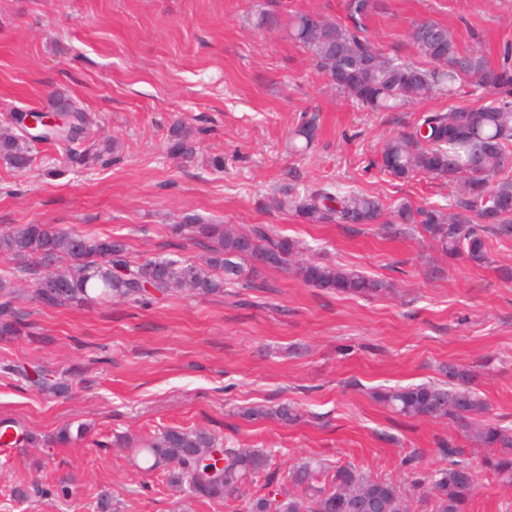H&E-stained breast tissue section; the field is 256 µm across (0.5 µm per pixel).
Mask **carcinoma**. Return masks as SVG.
Wrapping results in <instances>:
<instances>
[{
  "instance_id": "obj_1",
  "label": "carcinoma",
  "mask_w": 512,
  "mask_h": 512,
  "mask_svg": "<svg viewBox=\"0 0 512 512\" xmlns=\"http://www.w3.org/2000/svg\"><path fill=\"white\" fill-rule=\"evenodd\" d=\"M385 8V0H346V21L298 12L285 24L290 38L315 58L320 72L344 99L373 112H397L446 89L484 90L491 98L479 106H452L419 117L406 131L389 139L376 162L396 180L417 175L454 188L448 207H394L398 223L384 219L383 200L360 191L341 193L326 184L311 191L284 189L272 205L292 210L310 224H382L397 234L421 230L444 255L484 267L492 263L493 239L512 236V65L492 68L477 51L459 48L453 33L432 18L411 25L408 38L418 59L383 52L367 35V21ZM0 159L14 169L31 161L29 144L11 128L0 129ZM172 233L206 249L205 258L188 262L162 258L137 264L127 256L124 240L61 230L51 224H15L0 230V252L15 266L0 271V335L21 332V318L8 296L20 278L32 275L37 299L52 307L101 299H126L148 292L137 282L141 270L151 289L165 296L192 292L221 293L242 276L261 270L258 261L272 257V268H291L307 285L361 298L393 290V284L335 264L302 258L303 247L290 238L272 237L261 228L240 233L198 215L171 225ZM46 257L62 263V276H36ZM446 382H426L389 389L379 395L392 411L406 417L450 421L470 441L486 449V468L512 482V429L488 419L489 404L471 387L472 372L457 365L445 369ZM41 391L58 394L64 386L35 372ZM207 448L224 449V473L197 458ZM449 465L432 475L416 470L418 454L405 462L412 487L433 501L432 512H467L477 484L465 449L442 443ZM145 470L168 469L169 482L188 485L195 496L225 503L247 499V512H409V493L397 482L353 464L327 466L303 460L288 473L294 491L246 498V482L265 472L270 454L257 448H230L201 429L170 427L139 449Z\"/></svg>"
}]
</instances>
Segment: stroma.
<instances>
[{
  "label": "stroma",
  "mask_w": 512,
  "mask_h": 512,
  "mask_svg": "<svg viewBox=\"0 0 512 512\" xmlns=\"http://www.w3.org/2000/svg\"><path fill=\"white\" fill-rule=\"evenodd\" d=\"M267 1L284 19L345 17V0H0V127L17 112L52 110L61 95L89 119L78 144L32 147L27 169L0 160V229L51 224L123 238L139 262L196 261L202 248L169 227L198 214L242 232L265 227L299 241L305 257L391 281L393 292L342 296L263 270L216 295L49 307L18 283L11 302L24 329L0 336V425L32 440L0 451V512H246L141 470L142 442L169 427L272 449L250 496L286 487L309 457L406 486L405 456L418 451L425 472L447 467L439 445L458 433L445 420L397 415L373 394L441 379L448 364L470 369L491 418L512 427V282L497 273L512 267V237L475 267L417 234L309 224L270 203L285 186L321 182L388 203H450L440 181H399L372 165L389 138L450 99L400 112L354 106L285 33L252 26ZM425 17L491 65L512 46V0H387L368 33L411 58L408 32ZM312 114L315 140L296 150L295 131ZM178 126L192 155L170 151ZM22 367L65 392H38ZM283 404L299 411L297 423L272 417ZM251 408L257 416L246 417ZM81 423L84 438L56 443ZM467 454L478 483L469 512H512V483L484 467V449Z\"/></svg>",
  "instance_id": "obj_1"
}]
</instances>
